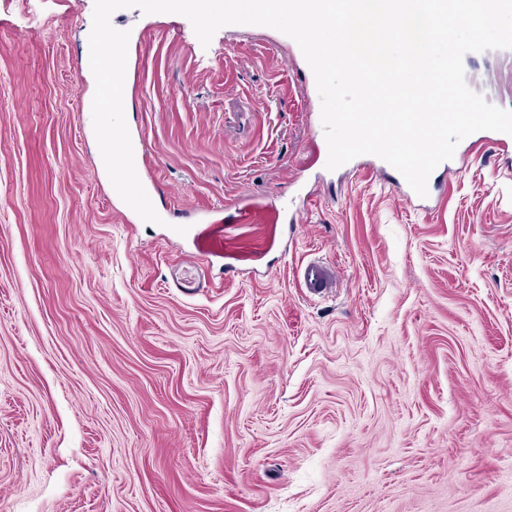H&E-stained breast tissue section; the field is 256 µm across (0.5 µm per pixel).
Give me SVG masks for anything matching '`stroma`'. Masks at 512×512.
<instances>
[{
    "instance_id": "obj_1",
    "label": "stroma",
    "mask_w": 512,
    "mask_h": 512,
    "mask_svg": "<svg viewBox=\"0 0 512 512\" xmlns=\"http://www.w3.org/2000/svg\"><path fill=\"white\" fill-rule=\"evenodd\" d=\"M93 12L0 0V512H512V150L453 156L427 210L359 167L302 204L326 138L279 31L124 8L162 219L129 224ZM464 67L512 103V55ZM331 278V273L319 264L308 265L303 271L306 288H310L315 292H320L322 288H328Z\"/></svg>"
}]
</instances>
